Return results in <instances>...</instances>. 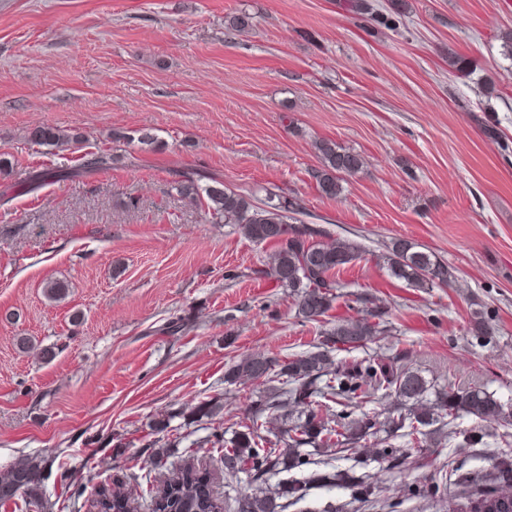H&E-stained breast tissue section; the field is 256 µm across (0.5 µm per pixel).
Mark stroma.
<instances>
[{
  "label": "stroma",
  "instance_id": "obj_1",
  "mask_svg": "<svg viewBox=\"0 0 512 512\" xmlns=\"http://www.w3.org/2000/svg\"><path fill=\"white\" fill-rule=\"evenodd\" d=\"M377 2L397 6V28L349 0H0V152L13 163L0 177L12 189L0 206V472L43 462L39 486L0 512H96L112 490L151 512L187 464L226 512L247 491L245 475L225 474L214 436L271 386L230 385L224 372L248 355L310 350L320 332L265 275L272 245L210 223L178 194L184 172L258 199L275 192L307 223L361 243L362 257L334 276L328 319L355 315L367 294L391 332L337 359L399 356L436 386L512 401V152L501 149L512 142V0ZM241 13L251 28L229 29ZM39 125L79 140L35 144L27 133ZM145 132L155 146L139 144ZM319 139L364 159L335 198L312 176ZM101 152L111 169H87ZM398 237L447 263L452 284L391 277L379 256ZM50 281L65 286L61 301L45 297ZM478 310L492 314V335H470ZM203 400L221 412L190 421ZM476 426L482 443L464 445ZM510 435L504 421L463 415L441 447L394 440L408 458L391 470L310 449L367 476L373 494L313 485L287 512H393V499L394 512H453L465 493L502 488L493 458ZM430 482L444 492L414 494Z\"/></svg>",
  "mask_w": 512,
  "mask_h": 512
}]
</instances>
